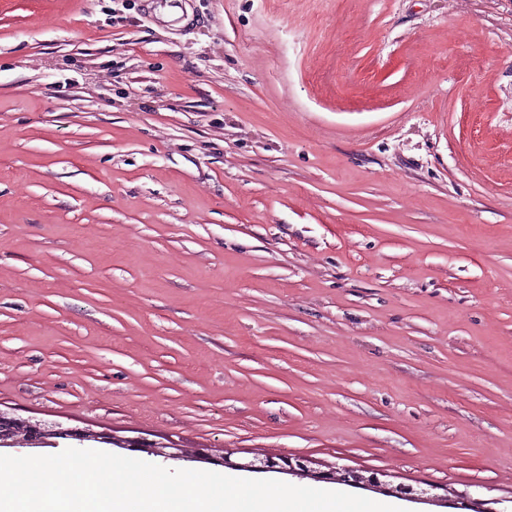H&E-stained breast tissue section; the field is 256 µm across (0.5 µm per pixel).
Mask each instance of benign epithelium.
Here are the masks:
<instances>
[{
  "mask_svg": "<svg viewBox=\"0 0 512 512\" xmlns=\"http://www.w3.org/2000/svg\"><path fill=\"white\" fill-rule=\"evenodd\" d=\"M93 443L106 444L121 449L147 451L156 456L176 461H194L199 455L187 448L166 450L144 438L116 440L108 433L92 431L87 428L66 426L60 422L45 423L35 421L30 424L13 417L0 416V449H31V448H88ZM217 461L224 465L253 473H279L291 477H316L333 480L347 486L372 490L377 489L387 495L399 496L402 490L382 484L378 474L365 475L361 471L347 466H338L331 473L315 474L299 458L281 457L262 459L255 458L247 463L233 462L226 457Z\"/></svg>",
  "mask_w": 512,
  "mask_h": 512,
  "instance_id": "obj_1",
  "label": "benign epithelium"
}]
</instances>
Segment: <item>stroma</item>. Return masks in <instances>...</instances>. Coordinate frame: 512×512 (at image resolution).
<instances>
[{
  "instance_id": "obj_1",
  "label": "stroma",
  "mask_w": 512,
  "mask_h": 512,
  "mask_svg": "<svg viewBox=\"0 0 512 512\" xmlns=\"http://www.w3.org/2000/svg\"><path fill=\"white\" fill-rule=\"evenodd\" d=\"M0 0V410L512 512V0ZM162 27L172 28L183 23L188 16L186 0H147Z\"/></svg>"
}]
</instances>
